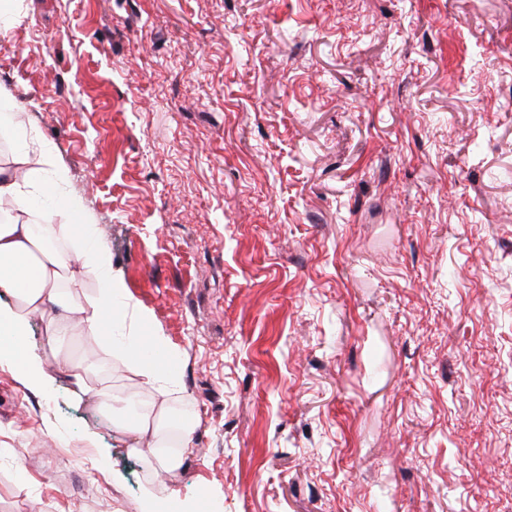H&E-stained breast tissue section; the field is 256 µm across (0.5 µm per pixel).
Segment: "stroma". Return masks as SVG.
I'll return each instance as SVG.
<instances>
[{"mask_svg":"<svg viewBox=\"0 0 512 512\" xmlns=\"http://www.w3.org/2000/svg\"><path fill=\"white\" fill-rule=\"evenodd\" d=\"M164 336L195 425L151 467L100 397L0 367V512H502L512 0H0V100Z\"/></svg>","mask_w":512,"mask_h":512,"instance_id":"stroma-1","label":"stroma"}]
</instances>
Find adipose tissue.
I'll return each mask as SVG.
<instances>
[{"label": "adipose tissue", "mask_w": 512, "mask_h": 512, "mask_svg": "<svg viewBox=\"0 0 512 512\" xmlns=\"http://www.w3.org/2000/svg\"><path fill=\"white\" fill-rule=\"evenodd\" d=\"M29 156V149H21L17 158L21 173L0 168V203L13 201L24 205L30 195L46 190V172L53 161L45 153L34 164ZM82 271L96 275L102 288L98 295L80 302L64 292L63 285L76 279ZM0 287L13 289L17 299L16 308L0 309V329L6 332L0 338V362L13 369L27 387L39 392L48 391L51 382L43 373L38 357L23 346V310L53 308L47 336L55 345L77 330L90 336L100 335L114 301L123 297L122 278L113 271L112 254L103 241H96L78 266L68 252L37 237L31 224L19 220L0 224ZM109 350L114 370L131 373L141 385L153 389L162 398L160 404L133 414L131 419L120 420L119 430L138 437L151 435L155 447L162 450L163 432L170 424V412L164 400L178 387L177 374L167 362L143 355L135 344L113 343ZM186 450L182 442L172 452L162 450L155 464L167 471L175 470Z\"/></svg>", "instance_id": "ef3b65f1"}]
</instances>
